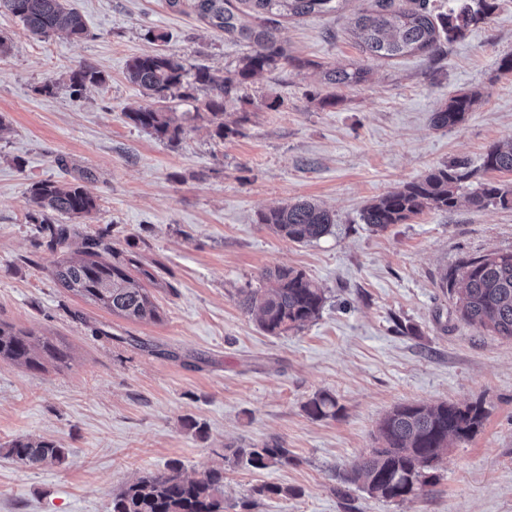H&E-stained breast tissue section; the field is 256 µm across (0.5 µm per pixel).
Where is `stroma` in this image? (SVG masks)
<instances>
[{"label":"stroma","mask_w":512,"mask_h":512,"mask_svg":"<svg viewBox=\"0 0 512 512\" xmlns=\"http://www.w3.org/2000/svg\"><path fill=\"white\" fill-rule=\"evenodd\" d=\"M88 34L41 38L0 10V322L47 338L66 354L42 370L0 362V512H110L135 478L179 461L183 476L224 471L225 512H512V341L461 320L439 275L462 261L512 251V209L461 204L427 209L375 230L360 214L372 199L430 170L465 160L481 182L512 185L483 167L512 138V0L443 43L371 59L354 20L373 0L282 18L276 34L294 62L249 80L227 104L217 137L208 113L171 101L185 133L169 143L135 126L127 109L149 100L128 63L162 51L187 73L232 70L249 42L216 32L166 0H70ZM91 63L100 88L74 92ZM367 67L354 86L325 73ZM481 94L452 128L432 114L457 93ZM96 197L91 218L60 216L68 251L103 237L139 254L161 314L135 322L62 288L59 256L40 247L29 189L74 181ZM307 199L336 216L308 243L276 235L259 216ZM288 266L325 289L312 323L273 336L239 304L263 270ZM336 395V417L304 404ZM480 403L475 437L454 444L432 484L403 501L345 488L341 472L375 446L379 419L404 402ZM30 436L57 442L63 463L25 467L5 455ZM277 442L286 465L238 464V448ZM284 487L264 497L265 484ZM71 87L75 91H82L87 86H102L105 82L104 74L90 64H83L70 75Z\"/></svg>","instance_id":"obj_1"}]
</instances>
